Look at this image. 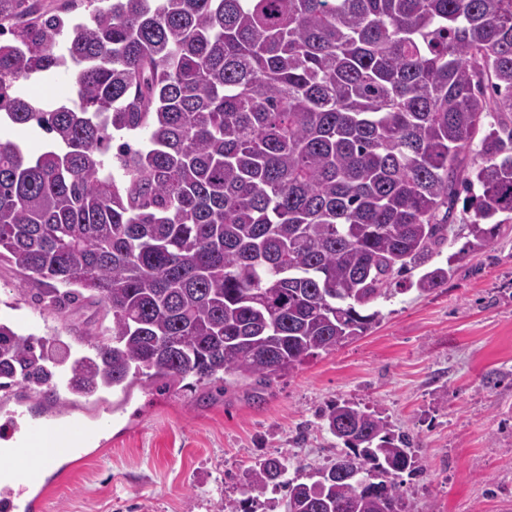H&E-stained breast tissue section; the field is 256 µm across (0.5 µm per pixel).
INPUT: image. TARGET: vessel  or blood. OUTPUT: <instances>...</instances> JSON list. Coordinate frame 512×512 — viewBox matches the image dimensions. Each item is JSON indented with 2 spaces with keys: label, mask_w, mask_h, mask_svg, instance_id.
<instances>
[{
  "label": "vessel or blood",
  "mask_w": 512,
  "mask_h": 512,
  "mask_svg": "<svg viewBox=\"0 0 512 512\" xmlns=\"http://www.w3.org/2000/svg\"><path fill=\"white\" fill-rule=\"evenodd\" d=\"M91 438V432L79 424L51 429L36 415L12 412L0 425V444L5 447L0 455V512H40L41 499L29 496L30 477L50 468L62 454L81 463ZM23 460L29 463L24 474L14 469Z\"/></svg>",
  "instance_id": "obj_1"
}]
</instances>
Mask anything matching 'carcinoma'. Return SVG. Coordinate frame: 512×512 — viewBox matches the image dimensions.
Masks as SVG:
<instances>
[{
  "instance_id": "obj_1",
  "label": "carcinoma",
  "mask_w": 512,
  "mask_h": 512,
  "mask_svg": "<svg viewBox=\"0 0 512 512\" xmlns=\"http://www.w3.org/2000/svg\"><path fill=\"white\" fill-rule=\"evenodd\" d=\"M7 32L0 107L53 145L28 159L0 139V260L48 307L109 323L72 360L0 321V389L55 397L67 364L84 396L290 374L368 328L457 203L478 246L512 214V0H0ZM68 64L74 106L13 95ZM326 424L344 445L329 466L300 482L290 456L261 459L248 488L286 491L285 512H407L412 438L349 401Z\"/></svg>"
}]
</instances>
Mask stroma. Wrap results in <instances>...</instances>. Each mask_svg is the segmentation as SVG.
<instances>
[{"label":"stroma","instance_id":"1","mask_svg":"<svg viewBox=\"0 0 512 512\" xmlns=\"http://www.w3.org/2000/svg\"><path fill=\"white\" fill-rule=\"evenodd\" d=\"M37 103L75 100L64 71L19 84ZM456 220L426 269L451 266L447 284L378 299L360 336L308 358L292 374L257 384L171 386L156 379L125 392L73 398L48 426L100 430L82 467L59 456L32 493L47 512H284L283 495L248 491L247 471L290 454L289 477L325 467L342 444L323 423L338 401L382 412L413 437L421 469L401 473L409 512H512V219L485 246L468 244ZM0 320L19 333L59 336L86 354L103 313L45 307L35 283L0 262Z\"/></svg>","mask_w":512,"mask_h":512}]
</instances>
